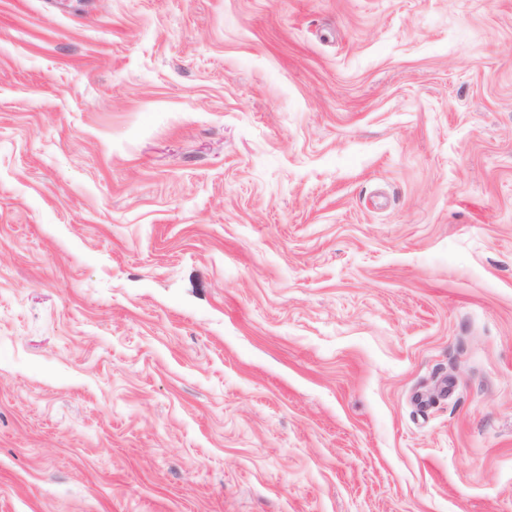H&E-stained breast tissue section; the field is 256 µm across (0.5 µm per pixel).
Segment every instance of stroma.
<instances>
[{
    "mask_svg": "<svg viewBox=\"0 0 512 512\" xmlns=\"http://www.w3.org/2000/svg\"><path fill=\"white\" fill-rule=\"evenodd\" d=\"M0 512H512V0H0Z\"/></svg>",
    "mask_w": 512,
    "mask_h": 512,
    "instance_id": "1",
    "label": "stroma"
}]
</instances>
